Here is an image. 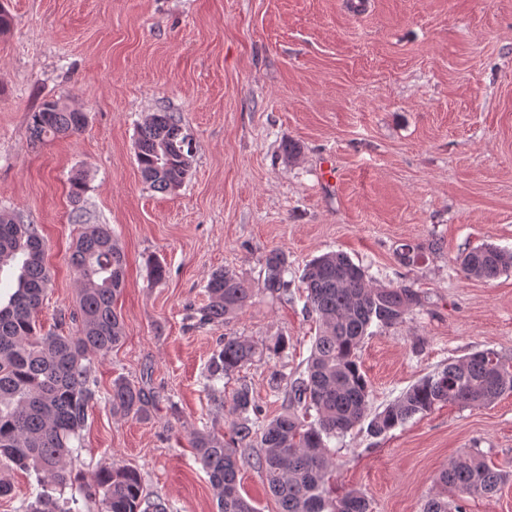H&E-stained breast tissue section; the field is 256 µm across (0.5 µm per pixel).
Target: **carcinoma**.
<instances>
[{
	"instance_id": "cac0c4a2",
	"label": "carcinoma",
	"mask_w": 512,
	"mask_h": 512,
	"mask_svg": "<svg viewBox=\"0 0 512 512\" xmlns=\"http://www.w3.org/2000/svg\"><path fill=\"white\" fill-rule=\"evenodd\" d=\"M87 124V113L67 110L53 100L30 115L36 141L78 135ZM136 162L154 190L172 192L182 185L192 154L172 113L154 112L140 125ZM45 249L36 225L0 216V274L6 269L15 274L6 302L0 304V463L35 475L37 489L29 512H74L76 498L64 497L66 489L76 485L68 459L98 395L85 361L91 353L108 356L123 339L114 302L124 285L125 259L107 225L84 228L70 254L82 284L78 309L70 315L75 329L44 334L38 315L51 281ZM458 262L466 277L492 280L512 267V251L485 244L461 254ZM287 275L286 254L270 250L263 263V290L287 293ZM301 282L319 331L305 371L287 381L276 379L287 396L284 411L258 424L259 406L243 383L232 395L229 435L205 427L191 436L190 445L217 491L218 512H256L238 480L242 464L251 460L265 473L279 512H369L362 491L336 487L331 439L362 424L368 434L379 437L440 404L479 407L512 393V362L483 350L449 361L383 409H372L359 363L361 344L371 328L404 322L423 305L421 292L406 284L369 285L365 270L341 251L312 259ZM206 291L209 302L199 310L201 325L226 323L256 296L250 281L222 268L210 274ZM287 342L283 336L271 344L224 337L208 364L210 396L224 404L213 382L240 373L257 359L278 355ZM109 401L115 414L149 418L152 397L142 386L118 378L112 382ZM249 448L260 452L252 459L246 455ZM507 481L506 473L480 451H472L439 473L440 491L426 501L423 512H463L460 496L493 494ZM79 491L98 499L100 512H168L165 500L142 496L140 474L131 467L105 469Z\"/></svg>"
}]
</instances>
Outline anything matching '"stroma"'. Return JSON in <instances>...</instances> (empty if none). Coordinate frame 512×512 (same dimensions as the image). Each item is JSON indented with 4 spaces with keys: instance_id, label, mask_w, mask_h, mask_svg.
Here are the masks:
<instances>
[{
    "instance_id": "1",
    "label": "stroma",
    "mask_w": 512,
    "mask_h": 512,
    "mask_svg": "<svg viewBox=\"0 0 512 512\" xmlns=\"http://www.w3.org/2000/svg\"><path fill=\"white\" fill-rule=\"evenodd\" d=\"M365 2L358 12L353 0H0L11 17L0 33V214L47 242L42 329L76 308L68 256L86 225H109L126 260L124 337L90 360L99 394L70 460L79 483L124 465L171 512H217L189 446L194 430L224 426L208 360L227 336L287 337L225 385L247 383L263 419L283 412L270 379L305 370L316 322L301 275L325 252L346 253L372 285L424 297L359 351L372 407L476 351L512 362V270L475 280L457 263L483 244L512 251V0ZM49 99L87 113L85 130L33 140L29 114ZM154 112L173 113L192 147L172 192L153 191L135 160ZM77 172L86 189L75 205ZM406 242L425 248L409 267L396 254ZM274 248L288 257L287 294L258 291L229 323L198 325L210 273L260 282ZM118 378L152 392L149 420L113 415ZM329 447L338 485L363 490L370 512H422L465 451L512 472V394L441 404Z\"/></svg>"
}]
</instances>
